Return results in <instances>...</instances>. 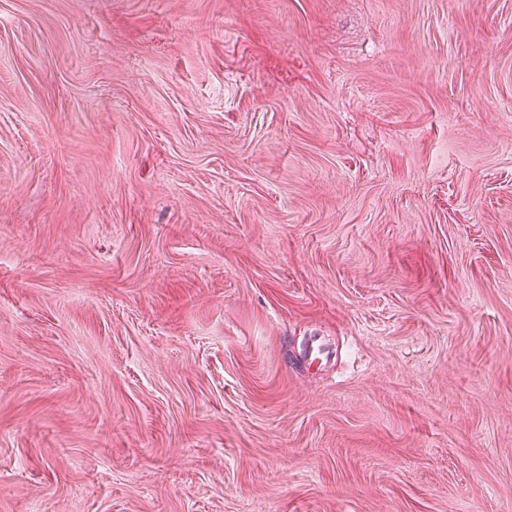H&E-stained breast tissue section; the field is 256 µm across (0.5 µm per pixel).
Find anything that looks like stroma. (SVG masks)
<instances>
[{"label": "stroma", "instance_id": "1", "mask_svg": "<svg viewBox=\"0 0 512 512\" xmlns=\"http://www.w3.org/2000/svg\"><path fill=\"white\" fill-rule=\"evenodd\" d=\"M0 512H512V0H0Z\"/></svg>", "mask_w": 512, "mask_h": 512}]
</instances>
